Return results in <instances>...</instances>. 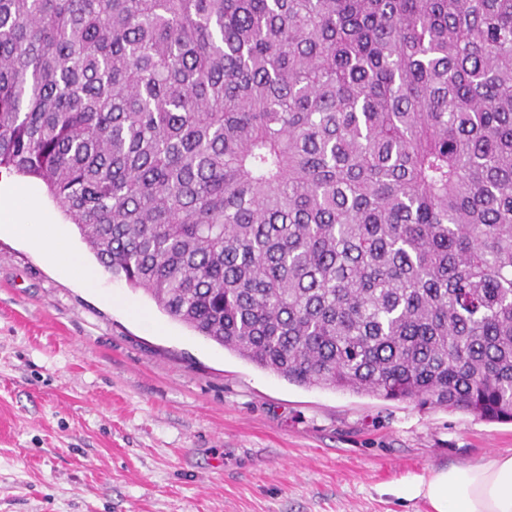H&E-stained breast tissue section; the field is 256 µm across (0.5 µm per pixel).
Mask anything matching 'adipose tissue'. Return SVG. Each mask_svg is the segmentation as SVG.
Here are the masks:
<instances>
[{
    "label": "adipose tissue",
    "instance_id": "ef3b65f1",
    "mask_svg": "<svg viewBox=\"0 0 512 512\" xmlns=\"http://www.w3.org/2000/svg\"><path fill=\"white\" fill-rule=\"evenodd\" d=\"M11 182V177H0V233L20 236L66 273L92 282V269L64 246L54 214L39 200H19ZM396 494L407 502L424 500L432 512H512V455L491 456L476 464L404 478Z\"/></svg>",
    "mask_w": 512,
    "mask_h": 512
}]
</instances>
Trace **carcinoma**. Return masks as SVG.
<instances>
[{"label": "carcinoma", "instance_id": "carcinoma-1", "mask_svg": "<svg viewBox=\"0 0 512 512\" xmlns=\"http://www.w3.org/2000/svg\"><path fill=\"white\" fill-rule=\"evenodd\" d=\"M301 387L512 421V0H0V168Z\"/></svg>", "mask_w": 512, "mask_h": 512}]
</instances>
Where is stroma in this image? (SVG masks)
I'll use <instances>...</instances> for the list:
<instances>
[{
    "label": "stroma",
    "mask_w": 512,
    "mask_h": 512,
    "mask_svg": "<svg viewBox=\"0 0 512 512\" xmlns=\"http://www.w3.org/2000/svg\"><path fill=\"white\" fill-rule=\"evenodd\" d=\"M512 422L304 388L0 235V512H430L392 488Z\"/></svg>",
    "instance_id": "stroma-1"
}]
</instances>
